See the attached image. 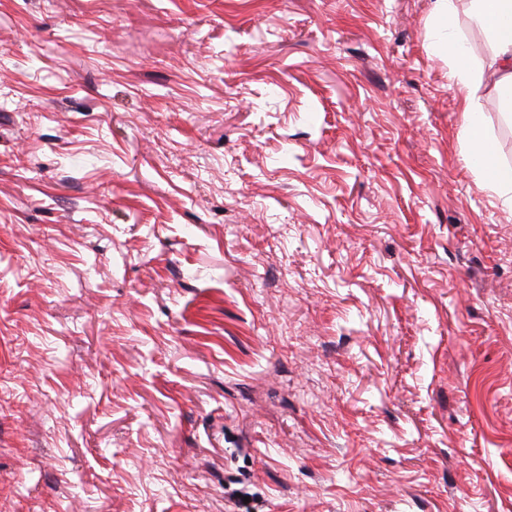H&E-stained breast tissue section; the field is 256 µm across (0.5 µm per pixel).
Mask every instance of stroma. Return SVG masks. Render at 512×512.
Wrapping results in <instances>:
<instances>
[{
	"label": "stroma",
	"mask_w": 512,
	"mask_h": 512,
	"mask_svg": "<svg viewBox=\"0 0 512 512\" xmlns=\"http://www.w3.org/2000/svg\"><path fill=\"white\" fill-rule=\"evenodd\" d=\"M434 3L0 0V512H512V210ZM469 134L476 145L475 166L482 171L486 185L512 205V165L497 160L479 125H472Z\"/></svg>",
	"instance_id": "stroma-1"
}]
</instances>
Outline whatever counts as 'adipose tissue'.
<instances>
[{"label":"adipose tissue","mask_w":512,"mask_h":512,"mask_svg":"<svg viewBox=\"0 0 512 512\" xmlns=\"http://www.w3.org/2000/svg\"><path fill=\"white\" fill-rule=\"evenodd\" d=\"M471 10L489 31L495 45L498 77L493 88L502 113L512 115V0H469ZM452 0H436L434 24L430 29L440 52L455 61L456 76L464 89H472L479 78L461 51V42L448 24ZM470 137L476 145V165L493 192L512 202V165L497 160L479 125H472Z\"/></svg>","instance_id":"1"}]
</instances>
